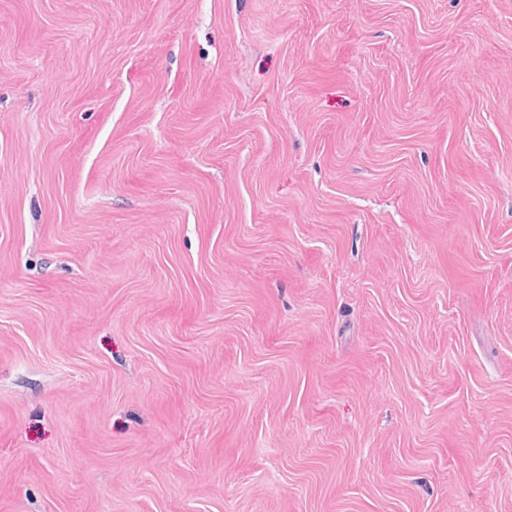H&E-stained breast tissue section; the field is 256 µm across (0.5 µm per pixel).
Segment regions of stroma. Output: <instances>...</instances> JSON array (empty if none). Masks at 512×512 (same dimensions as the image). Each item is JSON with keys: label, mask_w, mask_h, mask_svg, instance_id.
I'll return each instance as SVG.
<instances>
[{"label": "stroma", "mask_w": 512, "mask_h": 512, "mask_svg": "<svg viewBox=\"0 0 512 512\" xmlns=\"http://www.w3.org/2000/svg\"><path fill=\"white\" fill-rule=\"evenodd\" d=\"M0 512H512V0H0Z\"/></svg>", "instance_id": "stroma-1"}]
</instances>
